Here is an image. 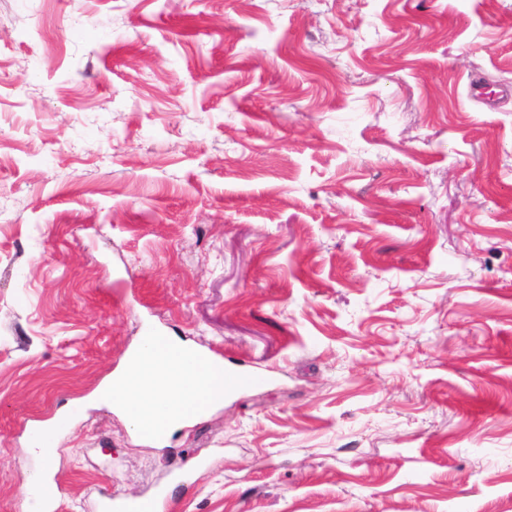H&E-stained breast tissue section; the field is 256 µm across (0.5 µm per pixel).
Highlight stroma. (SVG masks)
<instances>
[{
  "mask_svg": "<svg viewBox=\"0 0 512 512\" xmlns=\"http://www.w3.org/2000/svg\"><path fill=\"white\" fill-rule=\"evenodd\" d=\"M147 327L267 383L28 451ZM39 480L512 512V0H0V512Z\"/></svg>",
  "mask_w": 512,
  "mask_h": 512,
  "instance_id": "obj_1",
  "label": "stroma"
}]
</instances>
